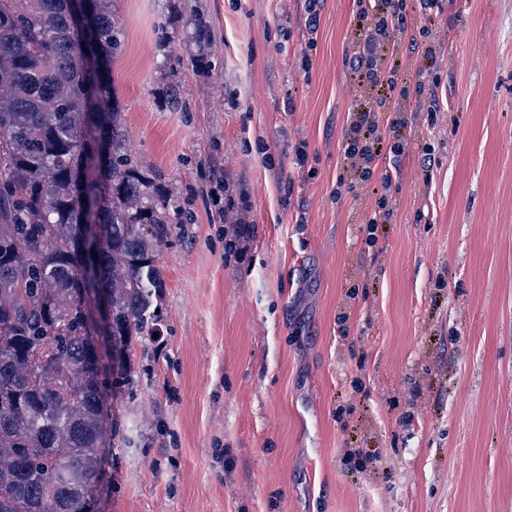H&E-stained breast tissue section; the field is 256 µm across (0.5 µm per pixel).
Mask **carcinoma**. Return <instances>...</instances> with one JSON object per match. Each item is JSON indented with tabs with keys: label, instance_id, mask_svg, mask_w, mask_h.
Segmentation results:
<instances>
[{
	"label": "carcinoma",
	"instance_id": "carcinoma-1",
	"mask_svg": "<svg viewBox=\"0 0 512 512\" xmlns=\"http://www.w3.org/2000/svg\"><path fill=\"white\" fill-rule=\"evenodd\" d=\"M74 2L0 0V512H94L108 402L133 383L132 344L158 331L165 288L170 197L102 75L123 30L112 0H84L85 61Z\"/></svg>",
	"mask_w": 512,
	"mask_h": 512
}]
</instances>
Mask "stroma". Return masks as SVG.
Listing matches in <instances>:
<instances>
[{
  "label": "stroma",
  "mask_w": 512,
  "mask_h": 512,
  "mask_svg": "<svg viewBox=\"0 0 512 512\" xmlns=\"http://www.w3.org/2000/svg\"><path fill=\"white\" fill-rule=\"evenodd\" d=\"M353 4L312 32L307 0H112L129 146L189 221L96 512H512V0H406L403 63L447 105L400 102L385 191L342 158Z\"/></svg>",
  "instance_id": "1"
}]
</instances>
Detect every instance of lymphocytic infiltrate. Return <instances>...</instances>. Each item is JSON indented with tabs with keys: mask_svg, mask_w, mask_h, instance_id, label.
Returning a JSON list of instances; mask_svg holds the SVG:
<instances>
[{
	"mask_svg": "<svg viewBox=\"0 0 512 512\" xmlns=\"http://www.w3.org/2000/svg\"><path fill=\"white\" fill-rule=\"evenodd\" d=\"M355 38L352 42L350 67L359 85L377 89L375 100L358 108L345 130L343 158L361 182L373 176V164L383 149L393 156L403 153L400 144L386 145V136H400L407 122L391 115L393 101L415 96L423 99L427 111H439L436 96L425 93L424 81L408 78L398 59L389 51L396 45L398 34L407 29L404 0H354ZM388 113L387 122H380V113Z\"/></svg>",
	"mask_w": 512,
	"mask_h": 512,
	"instance_id": "f902f5d3",
	"label": "lymphocytic infiltrate"
}]
</instances>
